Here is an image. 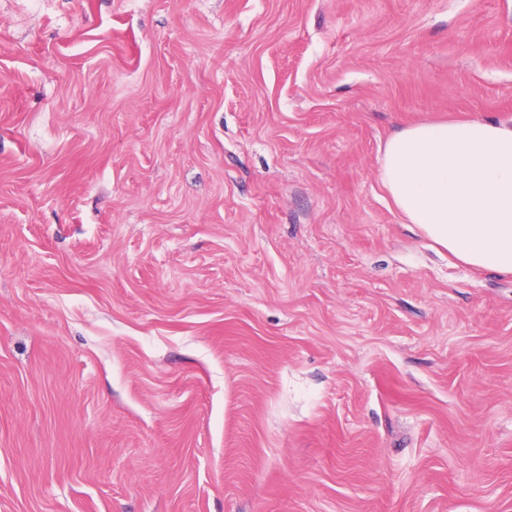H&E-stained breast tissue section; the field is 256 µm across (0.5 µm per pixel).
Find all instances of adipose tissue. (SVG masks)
<instances>
[{
	"label": "adipose tissue",
	"mask_w": 512,
	"mask_h": 512,
	"mask_svg": "<svg viewBox=\"0 0 512 512\" xmlns=\"http://www.w3.org/2000/svg\"><path fill=\"white\" fill-rule=\"evenodd\" d=\"M379 181L400 216L458 261L512 275V124L420 122L381 150Z\"/></svg>",
	"instance_id": "adipose-tissue-1"
}]
</instances>
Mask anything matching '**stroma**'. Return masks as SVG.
I'll return each mask as SVG.
<instances>
[{"label":"stroma","mask_w":512,"mask_h":512,"mask_svg":"<svg viewBox=\"0 0 512 512\" xmlns=\"http://www.w3.org/2000/svg\"><path fill=\"white\" fill-rule=\"evenodd\" d=\"M512 121V0H0V512H512V275L385 141Z\"/></svg>","instance_id":"35a3bbf8"}]
</instances>
